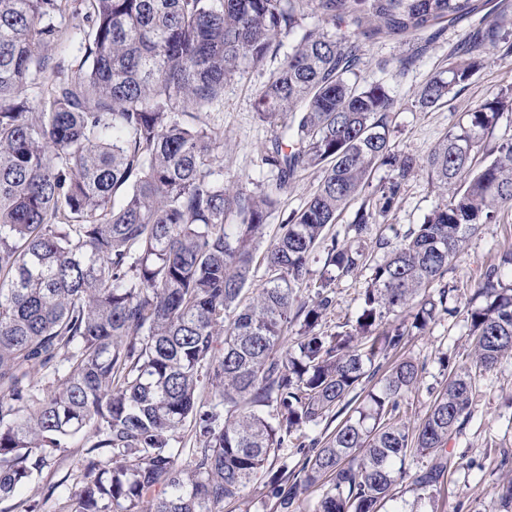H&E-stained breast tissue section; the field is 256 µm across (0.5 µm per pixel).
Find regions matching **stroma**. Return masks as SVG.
I'll return each instance as SVG.
<instances>
[{"mask_svg": "<svg viewBox=\"0 0 512 512\" xmlns=\"http://www.w3.org/2000/svg\"><path fill=\"white\" fill-rule=\"evenodd\" d=\"M502 18L509 21L507 40L512 43V0H479L477 12L448 24L409 70L389 78L382 76L378 61L397 63L405 55L406 45L390 39L366 43L358 67L361 78L369 82L387 79L398 100L390 123V144L396 154L417 158L427 155L465 112L485 98L512 87V55H503L498 50L490 52L486 65L468 84L454 88L443 103L432 108L418 103L420 89L447 68L463 34L476 25ZM279 64V58L273 56L263 66L243 67L225 85L223 106L209 112L207 117L210 126L224 132V145L216 154L223 160L225 182L247 192L270 188L275 182L274 174L261 161L273 138L274 126L259 116L254 103L269 72ZM320 177V171L314 168L297 173L279 207L267 218L264 243L275 239L289 213L306 204ZM438 198L439 191L426 174L411 176L397 205L359 243L370 261H379L384 256L376 245L377 238L416 228ZM510 249L512 206L506 205L470 238L464 252L449 267L444 284L456 289L460 301H469L481 274ZM370 274V269L365 268L336 280V307L323 321V329H333L336 324L355 318L359 295ZM469 353L468 324L460 315H440L422 334L408 338L402 357L423 364L425 371L421 383L404 397L405 422L415 424L425 417L431 401L430 388L439 387L444 381L441 357H450L457 365L467 367L471 364ZM447 452L451 466L438 486L435 512H506L500 492L503 485L512 482V357L503 359L494 371L477 378L472 418L452 436ZM76 465L74 452L57 454L50 467L22 490V497L36 499L40 512H56L60 502L71 493V485L63 477ZM49 482L56 484L57 489L47 498L43 488Z\"/></svg>", "mask_w": 512, "mask_h": 512, "instance_id": "35a3bbf8", "label": "stroma"}]
</instances>
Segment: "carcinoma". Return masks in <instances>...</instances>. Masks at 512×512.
I'll list each match as a JSON object with an SVG mask.
<instances>
[{
  "label": "carcinoma",
  "instance_id": "carcinoma-1",
  "mask_svg": "<svg viewBox=\"0 0 512 512\" xmlns=\"http://www.w3.org/2000/svg\"><path fill=\"white\" fill-rule=\"evenodd\" d=\"M69 9L82 17L83 55L66 74L50 49ZM477 9L478 0H0L1 501L86 427L80 479L57 512H224L261 477L280 512L316 486L314 512H380L406 459L427 457L438 461L410 478L419 500H433L448 469L442 453L472 414L476 374L512 355V283L503 280L512 251L477 283L485 305L454 308L470 324L473 368L443 361L448 378L420 423L401 419L424 372L411 359L359 406L348 396L448 312V267L512 205V137L486 144L512 109V88L479 102L417 159L392 151L391 88L362 80L356 66L365 41H416ZM345 19L354 38L325 30ZM503 28L469 32L446 75L421 88V107L468 82ZM287 36L294 44L256 97L259 115L279 124L263 156L275 190L246 193L214 168L224 132L202 114L223 103L241 64L277 55ZM483 150L491 160L476 168ZM381 165L392 176L348 225L352 238L369 234L417 171L441 199L414 230L379 240L386 253L355 321L328 334L320 326L336 278L367 257L325 230ZM307 168L321 178L280 225L263 286L248 295L266 220ZM321 245L327 263L315 279L310 257ZM304 286L308 302L298 300ZM327 418L333 432L300 440ZM187 425L196 446L179 448ZM184 453L187 467L175 468Z\"/></svg>",
  "mask_w": 512,
  "mask_h": 512
}]
</instances>
